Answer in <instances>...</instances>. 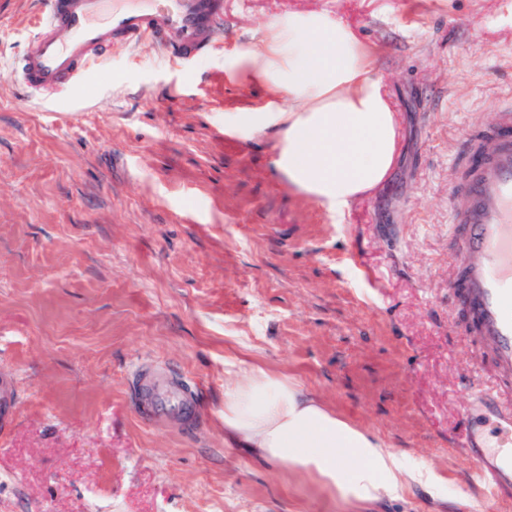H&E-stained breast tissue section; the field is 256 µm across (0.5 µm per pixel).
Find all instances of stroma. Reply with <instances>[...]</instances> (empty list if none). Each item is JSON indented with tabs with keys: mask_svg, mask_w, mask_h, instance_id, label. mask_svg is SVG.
<instances>
[{
	"mask_svg": "<svg viewBox=\"0 0 512 512\" xmlns=\"http://www.w3.org/2000/svg\"><path fill=\"white\" fill-rule=\"evenodd\" d=\"M41 0H0V512H512L464 453L497 435L499 388L456 295L452 190L473 133L512 107V0H224L220 48L168 62L103 51L46 96L15 81ZM349 20L400 116L386 182L337 224L270 166L273 137L224 134L264 90L224 57L301 9ZM293 377L424 459L369 505L224 441V361ZM196 392L194 425L143 421V368Z\"/></svg>",
	"mask_w": 512,
	"mask_h": 512,
	"instance_id": "1",
	"label": "stroma"
}]
</instances>
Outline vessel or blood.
<instances>
[{
	"mask_svg": "<svg viewBox=\"0 0 512 512\" xmlns=\"http://www.w3.org/2000/svg\"><path fill=\"white\" fill-rule=\"evenodd\" d=\"M224 23V0H47L22 65V81L51 91L94 66L103 50L161 47L170 60L207 57ZM493 151L474 147L470 179L456 212L465 234L463 284L472 323L501 377H512V109L489 124ZM194 390L176 382L158 385L156 408L144 420L179 413L191 416ZM477 471L498 487L512 486V452L485 455L482 440L466 443Z\"/></svg>",
	"mask_w": 512,
	"mask_h": 512,
	"instance_id": "obj_1",
	"label": "vessel or blood"
}]
</instances>
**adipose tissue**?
I'll list each match as a JSON object with an SVG mask.
<instances>
[{
    "label": "adipose tissue",
    "mask_w": 512,
    "mask_h": 512,
    "mask_svg": "<svg viewBox=\"0 0 512 512\" xmlns=\"http://www.w3.org/2000/svg\"><path fill=\"white\" fill-rule=\"evenodd\" d=\"M224 69L266 92L260 104L225 113V135L272 132L274 171L333 218L385 181L398 118L350 24L318 10L288 13L266 26L258 46L225 57ZM227 373L224 436L254 459L360 503L397 498L410 481L441 491L428 464L385 447L288 375L257 364L243 370L233 359Z\"/></svg>",
    "instance_id": "adipose-tissue-1"
}]
</instances>
